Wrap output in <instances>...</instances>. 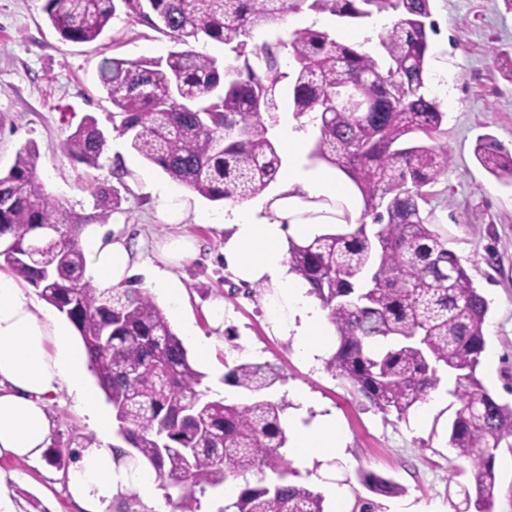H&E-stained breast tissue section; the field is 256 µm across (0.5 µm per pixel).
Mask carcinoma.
<instances>
[{
    "instance_id": "cac0c4a2",
    "label": "carcinoma",
    "mask_w": 512,
    "mask_h": 512,
    "mask_svg": "<svg viewBox=\"0 0 512 512\" xmlns=\"http://www.w3.org/2000/svg\"><path fill=\"white\" fill-rule=\"evenodd\" d=\"M338 18L393 17L375 53L360 51L308 28L288 42L246 52L247 39L297 9ZM183 49L166 60L114 57L100 82L112 103V128L170 178L211 201H244L269 186L281 165L267 118L278 83L291 80L293 108L310 115L318 136L312 157L343 172L360 194V216L342 200L307 198L303 218L327 216L336 230L305 242L288 240L290 271L309 285L327 312L337 348L326 361L333 376L377 410L403 418L440 381L455 377L460 408L448 446L469 462L466 509L494 512L495 451L512 437V404L500 403L478 376L486 350L489 301L448 239L433 225L427 187L448 168L438 140L445 113L425 94L431 0H46L44 11L65 42H91L119 8ZM214 41L231 46L238 64L219 67L193 49ZM290 49V73L280 70ZM347 86L368 108L338 103ZM106 138L86 116L62 142L75 161L97 167ZM478 163L512 185V154L491 137L474 149ZM40 153L29 142L0 173V263L38 290L72 323L97 384L112 405L117 434L162 482L181 490L177 512H198L196 492L257 470L269 479L245 483L218 512H325V498L297 481L283 458L284 401L263 391L278 380L271 364L227 368L224 383L252 394L238 404L215 399L163 310L128 284L97 289L84 276L82 227L104 224L118 191L99 186L96 210L83 216L51 197L39 176ZM74 450L52 444L47 462L63 469ZM350 512H384L382 499L401 493L393 479L358 474Z\"/></svg>"
}]
</instances>
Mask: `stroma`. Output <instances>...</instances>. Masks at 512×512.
<instances>
[{"instance_id": "1", "label": "stroma", "mask_w": 512, "mask_h": 512, "mask_svg": "<svg viewBox=\"0 0 512 512\" xmlns=\"http://www.w3.org/2000/svg\"><path fill=\"white\" fill-rule=\"evenodd\" d=\"M44 5L45 0H0V172L9 170L24 145L35 142L41 154L40 178L49 194L91 215L96 187L119 182L112 164L121 161L127 171L121 181L125 189L111 223L129 227L149 243L180 232L200 246L198 257L176 272L185 294L180 317L170 323L178 332L183 322H190L210 338L211 360L200 370L212 397L224 394L225 364H275L279 378L269 395L288 399L284 420H291L299 409L289 399L298 391L313 399L308 417L335 415L343 429L341 455L314 458L298 467L301 482L324 493L329 512H349L362 470L401 485V494L386 500V512H462L469 464L448 446V427L459 407L455 398H439L426 415L416 409L403 419L382 414L327 370L332 348L311 363L297 336L272 332L263 312L265 288L240 285L225 272L219 230L191 220L177 226L156 220L159 201L148 183L167 181L168 176L113 131L106 119L112 105L98 74L106 59L164 58L176 50V43L123 14L97 41L65 42L50 25ZM431 6L438 33L431 38L427 90L446 113L441 141L449 163L431 187L427 207L490 302L479 376L491 394L512 403V187L490 176L474 157L477 141L485 136L512 152V81L493 60L497 51L512 56V12L502 0H432ZM307 28L341 41L357 34L358 44L369 52L383 24L375 19L345 23L304 8L288 14L275 29L255 33L250 43L287 42ZM88 115L98 119L107 138L96 168L74 162L61 148ZM217 298L232 314L222 328L213 327L207 317ZM50 412L57 423L55 440L78 444L91 435L67 393L51 403ZM0 476L17 512H80L66 493L62 470L48 463L0 461Z\"/></svg>"}]
</instances>
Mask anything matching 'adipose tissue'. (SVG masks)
I'll return each instance as SVG.
<instances>
[{"label": "adipose tissue", "mask_w": 512, "mask_h": 512, "mask_svg": "<svg viewBox=\"0 0 512 512\" xmlns=\"http://www.w3.org/2000/svg\"><path fill=\"white\" fill-rule=\"evenodd\" d=\"M273 135L280 144L281 166L274 190L259 200L191 215L183 206L182 190L161 182L152 183L151 189L161 200L158 216L165 223L178 224L191 216L223 232L221 255L227 270L240 283L269 287L267 321L276 330L295 331L312 360L329 342L325 318L308 296L307 284L290 273L286 249L289 239L311 238L332 225L327 218L300 219L303 198L333 200L352 191L335 171L307 163V137L296 130L290 113H282ZM79 243L88 259L85 274L97 288L111 290L147 267L155 288L172 310H179L184 286L175 271L196 256L193 238L172 236L157 243L151 264L144 260L142 242L129 239L117 224L109 230L86 225ZM87 362L71 326L42 310L29 288L0 272V459L42 461L54 427L49 406L64 389L97 435L79 449L65 480L82 512H112L114 501L132 493L147 512H170L159 497L155 473L144 465H129L113 448V420L88 381ZM343 448L334 415H319L307 424L295 419L289 441L294 459L304 461Z\"/></svg>", "instance_id": "ef3b65f1"}]
</instances>
